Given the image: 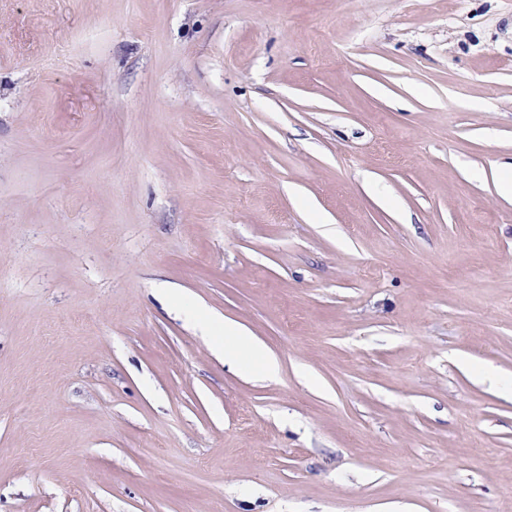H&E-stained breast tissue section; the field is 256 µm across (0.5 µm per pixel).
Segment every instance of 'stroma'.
<instances>
[{
  "label": "stroma",
  "instance_id": "obj_1",
  "mask_svg": "<svg viewBox=\"0 0 512 512\" xmlns=\"http://www.w3.org/2000/svg\"><path fill=\"white\" fill-rule=\"evenodd\" d=\"M511 170L512 0H0V512H512ZM173 304L196 325L214 349L224 351V361L231 362L237 370L257 377L274 380L279 373L278 359L269 353L252 334L237 322L204 313L172 296Z\"/></svg>",
  "mask_w": 512,
  "mask_h": 512
}]
</instances>
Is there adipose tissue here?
<instances>
[{
	"mask_svg": "<svg viewBox=\"0 0 512 512\" xmlns=\"http://www.w3.org/2000/svg\"><path fill=\"white\" fill-rule=\"evenodd\" d=\"M179 309L201 327L206 339L214 348L222 350L225 360L231 362L237 370L250 376L276 379L279 373L277 358L243 326L184 303L180 304Z\"/></svg>",
	"mask_w": 512,
	"mask_h": 512,
	"instance_id": "1",
	"label": "adipose tissue"
}]
</instances>
